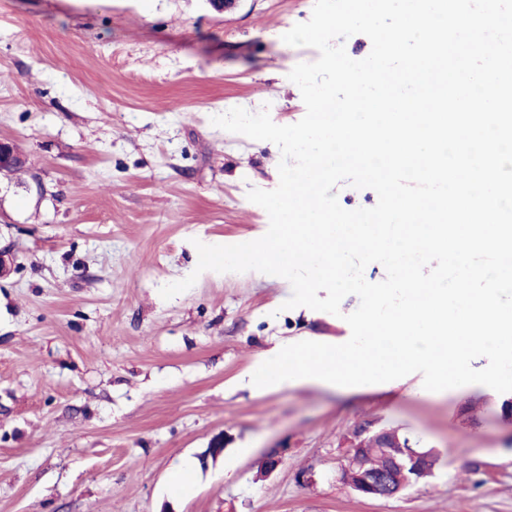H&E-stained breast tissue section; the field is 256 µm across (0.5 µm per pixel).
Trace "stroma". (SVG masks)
<instances>
[{"mask_svg":"<svg viewBox=\"0 0 512 512\" xmlns=\"http://www.w3.org/2000/svg\"><path fill=\"white\" fill-rule=\"evenodd\" d=\"M313 5L0 0V139L29 159L0 179V247L14 255L0 279V512H512L500 393L423 394L414 376L255 389L252 368L277 344L346 342L359 299L338 317L287 310L284 278L196 270V242L268 230L247 193L278 186L279 148L211 119L304 117L288 75L319 53L282 36ZM362 426L435 449L432 476L358 496L341 468Z\"/></svg>","mask_w":512,"mask_h":512,"instance_id":"35a3bbf8","label":"stroma"}]
</instances>
